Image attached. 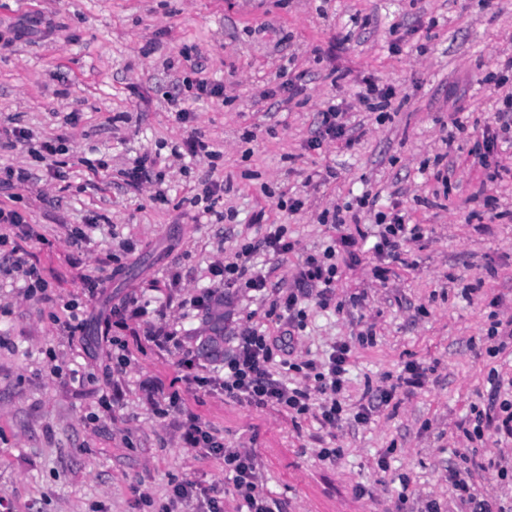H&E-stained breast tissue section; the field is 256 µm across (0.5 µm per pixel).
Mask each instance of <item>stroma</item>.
<instances>
[{
	"instance_id": "obj_1",
	"label": "stroma",
	"mask_w": 512,
	"mask_h": 512,
	"mask_svg": "<svg viewBox=\"0 0 512 512\" xmlns=\"http://www.w3.org/2000/svg\"><path fill=\"white\" fill-rule=\"evenodd\" d=\"M30 23L27 36L12 31ZM512 0H0V121L43 140L65 135V183L51 178L31 145L0 148V164L32 172L34 188L0 189V206L22 212L36 233L26 241L52 286L27 296L22 281L0 276V501L12 512H147L143 496L163 503L191 481L240 502L223 457L186 447L183 425L196 418L228 448H249L257 475L279 512H396L409 483L406 512L435 502L454 512L452 472L471 450H499L494 437L469 441L472 407L486 403L492 373L512 372V343L493 353V322L512 319V175L483 185L469 150L475 133L446 146L455 104L468 122L494 123L512 93ZM223 97L195 100L183 79L187 58ZM305 91L292 102L261 91L292 77ZM392 87L386 115L356 111L364 78ZM194 110L175 119L170 96ZM353 107L361 134L352 148L324 141L309 149L328 103ZM77 113L75 125L64 124ZM210 156L171 158L187 128ZM165 157V199L130 194L122 172L143 151ZM453 153L448 184L436 159ZM324 182H308L315 172ZM224 182L219 224L195 222L204 181ZM399 210L422 236L405 263L364 252L344 270L331 306L305 303L299 360L319 359L339 341L351 347L348 415L339 429L312 417L259 409L219 390L189 389L184 408L160 413L148 402L195 352L204 310L180 301L210 283V264L260 235L252 218L284 224L296 247L266 260L265 295L224 299V349L247 321L277 336L269 308L292 288L299 266L320 254L334 231L321 216L334 207ZM299 198L295 213L283 206ZM178 287H165L169 267ZM387 268L386 280L374 267ZM104 282L85 295L81 275ZM162 290H154V283ZM137 298L147 321L166 312L186 339L167 351L132 348L125 365L99 319ZM86 322L68 335L71 313ZM423 371L414 392L399 387L406 366ZM120 387L103 406L101 395ZM395 387L389 406L368 424L354 421L367 390ZM323 448L340 449L320 460ZM386 468H379L378 459ZM364 495H357V487Z\"/></svg>"
}]
</instances>
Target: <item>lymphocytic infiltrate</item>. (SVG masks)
<instances>
[{"label": "lymphocytic infiltrate", "mask_w": 512, "mask_h": 512, "mask_svg": "<svg viewBox=\"0 0 512 512\" xmlns=\"http://www.w3.org/2000/svg\"><path fill=\"white\" fill-rule=\"evenodd\" d=\"M497 122V127L483 129L481 142L475 143L470 150L484 169L486 181L491 183L501 179L507 171L506 165L498 160L495 148L500 135L512 129V119L506 113H499ZM0 224L15 230L20 239L12 249L9 272L22 274L28 296L45 292L49 282L43 268L33 262L31 254L21 245L22 240L31 236L25 216L18 210L0 207ZM344 224L340 215H333L331 226L339 230V237L332 239L321 257H307L297 273L295 287L276 299L275 304L281 310V319L288 325L287 330L281 335L270 336L256 327L245 326L239 332L235 350L225 361L224 373L220 376L200 373L194 358L184 357L180 363V375L172 379L168 387H156L157 398L167 401L172 407L182 406L181 387L188 384L200 389H219L233 400L262 409L277 408L294 417L310 414L323 428L339 427L344 419L343 401L348 389L349 345L344 342L335 344L320 362L306 360L298 364L291 362L290 357L295 351L292 326L302 313V304L314 298L320 305H328L335 292L339 274L337 254H346L350 264L358 262V241L354 236L342 233ZM419 237V226L406 224L403 215L394 212L388 223L382 224L379 229L373 249L376 255L396 261L401 256L402 248ZM294 248V243L288 238L286 225H266L262 237L243 246L231 260L211 265L215 288L264 291L267 274L253 264L254 254L262 250L284 257ZM275 366L287 372L301 373L302 383L290 386L274 379L271 369ZM505 387L512 389V377L496 376L485 409L478 411L475 416V437H482L484 431L489 430L499 442H512V401L500 398L501 390ZM181 439L187 447L205 448L223 456L233 474L234 488L247 512H272L250 452L224 447L207 427L193 419L184 425Z\"/></svg>", "instance_id": "1"}]
</instances>
